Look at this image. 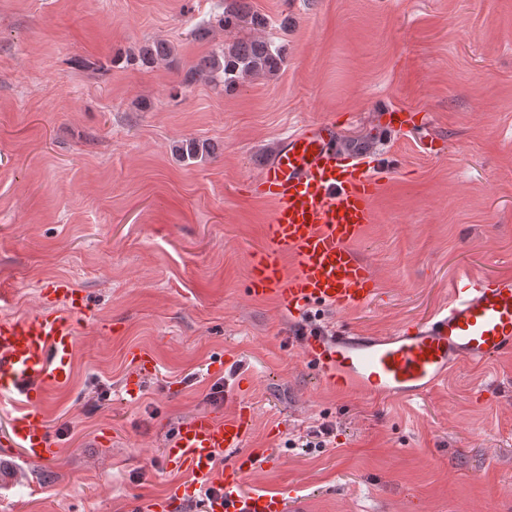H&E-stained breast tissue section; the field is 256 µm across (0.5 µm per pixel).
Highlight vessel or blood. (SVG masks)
<instances>
[{
	"mask_svg": "<svg viewBox=\"0 0 512 512\" xmlns=\"http://www.w3.org/2000/svg\"><path fill=\"white\" fill-rule=\"evenodd\" d=\"M390 132L404 133L428 114L382 105ZM329 123L303 126L284 138L246 184L248 196L271 203L263 246L249 258L251 288L277 301L291 318L311 306L346 311L379 294L376 274L357 245L376 221L381 167L370 155L346 154L334 143ZM42 308L24 317L0 318V398L19 397L10 415L9 443L25 459L54 452L41 398L66 387L72 375L76 318H90L86 295L59 279L40 291ZM294 343L324 389L368 398L411 402L423 398L450 371L484 365L512 354V275L460 268L448 301L427 318L371 336L332 325L308 328ZM256 411L247 399L224 420L198 415L181 423L165 450L168 469L186 471L214 486L205 512H288V489H247L270 448L247 447ZM235 452L215 472L220 451Z\"/></svg>",
	"mask_w": 512,
	"mask_h": 512,
	"instance_id": "b4317fda",
	"label": "vessel or blood"
}]
</instances>
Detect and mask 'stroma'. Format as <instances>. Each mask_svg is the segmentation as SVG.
<instances>
[{"instance_id": "35a3bbf8", "label": "stroma", "mask_w": 512, "mask_h": 512, "mask_svg": "<svg viewBox=\"0 0 512 512\" xmlns=\"http://www.w3.org/2000/svg\"><path fill=\"white\" fill-rule=\"evenodd\" d=\"M229 2L0 0V317L36 313L57 279L95 314L77 324L68 387L42 403L54 458L0 453V512H135L193 483L165 448L182 421L233 414L235 395L207 396L239 373L258 412L248 445L279 456L248 484L289 488L290 512H512V356L456 368L412 403L318 387L289 318L250 294L272 205L242 191L306 123L379 158L359 250L380 294L312 309L323 323L391 331L444 304L461 266L512 273V0H248L224 30ZM240 37L281 48L279 71L181 86ZM154 39L174 61L124 65ZM383 103L430 123L388 133ZM191 139L209 155L180 159ZM137 348L157 366L130 393ZM314 421L332 425L330 446H290Z\"/></svg>"}]
</instances>
